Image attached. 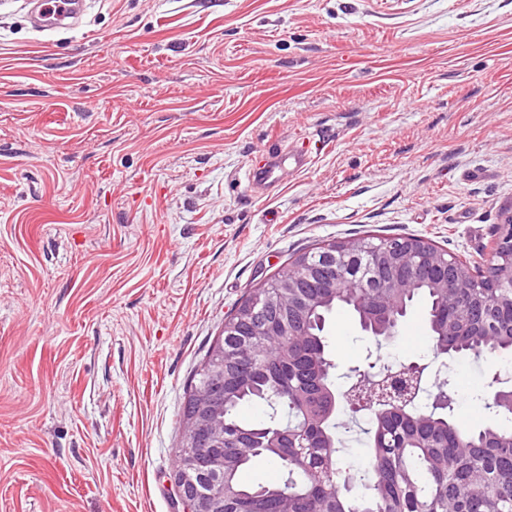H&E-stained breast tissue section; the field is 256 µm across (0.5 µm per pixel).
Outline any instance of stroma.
Listing matches in <instances>:
<instances>
[{
	"mask_svg": "<svg viewBox=\"0 0 512 512\" xmlns=\"http://www.w3.org/2000/svg\"><path fill=\"white\" fill-rule=\"evenodd\" d=\"M0 0V512H183L190 384L299 255L422 237L484 266L512 207V0H89L46 35ZM309 143L265 192L247 169ZM376 341L339 308L332 380L423 366L456 419L504 357Z\"/></svg>",
	"mask_w": 512,
	"mask_h": 512,
	"instance_id": "1",
	"label": "stroma"
}]
</instances>
